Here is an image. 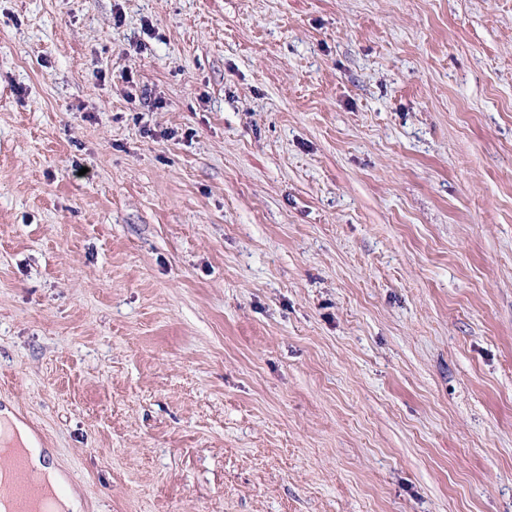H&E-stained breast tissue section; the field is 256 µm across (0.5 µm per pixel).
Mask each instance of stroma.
Here are the masks:
<instances>
[{"mask_svg": "<svg viewBox=\"0 0 512 512\" xmlns=\"http://www.w3.org/2000/svg\"><path fill=\"white\" fill-rule=\"evenodd\" d=\"M3 408L82 512H512V0H0Z\"/></svg>", "mask_w": 512, "mask_h": 512, "instance_id": "35a3bbf8", "label": "stroma"}]
</instances>
